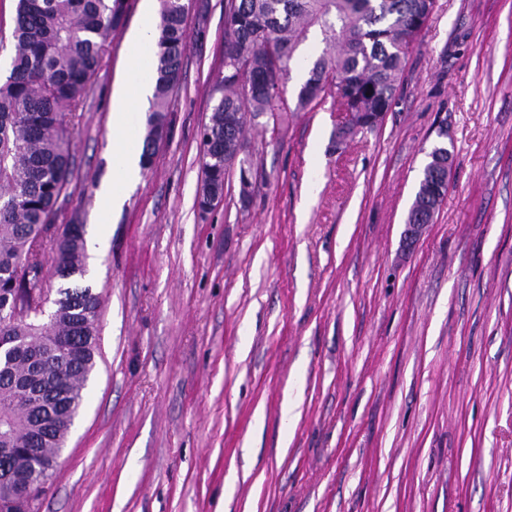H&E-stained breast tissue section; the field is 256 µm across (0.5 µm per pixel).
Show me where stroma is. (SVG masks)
Here are the masks:
<instances>
[{"instance_id": "stroma-1", "label": "stroma", "mask_w": 512, "mask_h": 512, "mask_svg": "<svg viewBox=\"0 0 512 512\" xmlns=\"http://www.w3.org/2000/svg\"><path fill=\"white\" fill-rule=\"evenodd\" d=\"M131 0L75 118L56 221L95 233ZM151 172L111 211L87 281L96 366L32 512H512V0H437L381 125L334 102L261 116L254 192L199 218L224 0H190ZM448 191L413 248L434 146Z\"/></svg>"}]
</instances>
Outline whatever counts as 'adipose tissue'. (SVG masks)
<instances>
[{
  "label": "adipose tissue",
  "mask_w": 512,
  "mask_h": 512,
  "mask_svg": "<svg viewBox=\"0 0 512 512\" xmlns=\"http://www.w3.org/2000/svg\"><path fill=\"white\" fill-rule=\"evenodd\" d=\"M152 84L150 70L130 66L120 87L112 96V132L110 149L115 161L110 183L102 185L99 197L103 208L100 225H107L108 215L119 207L125 198L128 183L136 176L140 149L132 131L136 124V106L149 94Z\"/></svg>",
  "instance_id": "obj_1"
}]
</instances>
